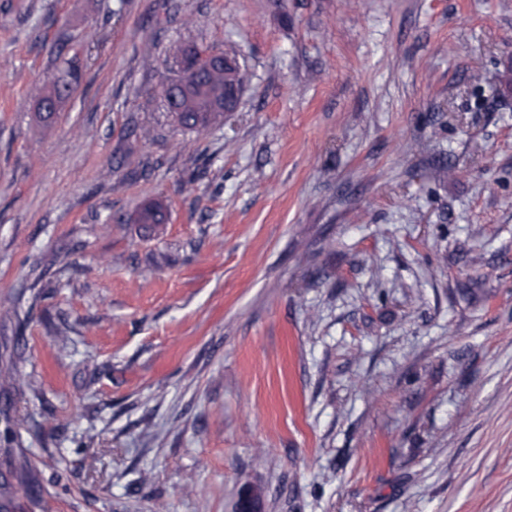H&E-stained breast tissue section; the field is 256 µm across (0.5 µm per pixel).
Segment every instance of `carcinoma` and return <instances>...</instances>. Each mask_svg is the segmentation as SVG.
<instances>
[{"mask_svg":"<svg viewBox=\"0 0 512 512\" xmlns=\"http://www.w3.org/2000/svg\"><path fill=\"white\" fill-rule=\"evenodd\" d=\"M205 47L195 43L177 42L170 48L174 64L165 68L158 84V93L166 103L173 129L179 131L204 128L224 116V88L242 86L245 69L224 68L202 58ZM202 68L201 74L195 68ZM81 80V72L73 62L65 67L54 86L35 105V116L47 121L61 109ZM166 213L157 203L144 206L135 221L139 224H163Z\"/></svg>","mask_w":512,"mask_h":512,"instance_id":"1","label":"carcinoma"}]
</instances>
